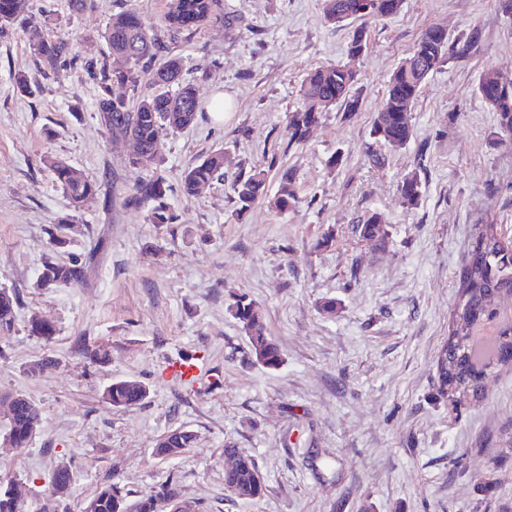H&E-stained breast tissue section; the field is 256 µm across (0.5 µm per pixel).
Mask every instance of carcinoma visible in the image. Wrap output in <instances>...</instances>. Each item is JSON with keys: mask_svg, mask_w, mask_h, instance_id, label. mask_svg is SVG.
<instances>
[{"mask_svg": "<svg viewBox=\"0 0 512 512\" xmlns=\"http://www.w3.org/2000/svg\"><path fill=\"white\" fill-rule=\"evenodd\" d=\"M358 0H327L325 18L328 23L343 27L361 21L350 41L349 52L366 49L365 25L397 14L403 0H371L369 8H356ZM29 0H0V27L25 15ZM168 31L190 34L200 26L219 22L231 29L235 17L224 12L222 0H170L164 16ZM29 42L44 68L58 71L67 65L71 42L65 36H49L39 25L30 26ZM108 54L91 63L99 88L96 118L119 141L133 139L138 145L129 157V166L143 170L148 177L139 181L125 199L133 208H147L151 224H172L174 215L167 203L169 185L161 166L164 160V136L169 131L193 125L201 112L198 91L194 83L182 79L181 58L175 55L157 67L151 62L157 54V39L150 34L140 13L129 5L112 14L104 33ZM471 40L452 38L440 27L427 29L417 40L410 54L391 75L385 103L373 120L370 136L374 142L392 148L404 147L412 137L408 112L417 101L429 75L454 59L467 54ZM157 87L151 95L142 93L143 83ZM123 84L128 96L112 97V84ZM357 74L346 65L319 67L305 77L299 90V102L288 116V143H305L312 129L319 125L324 114L343 108L354 112L359 106L355 85ZM487 108L495 113L497 134L502 141H512V78L499 73L480 76L475 88ZM44 163L53 174L55 183L67 195L73 210L101 192V184L80 169L59 159ZM286 186L274 196L268 195L267 172L256 166L240 171L230 182V199L235 212L242 213L265 201L277 210L292 208L298 202L290 186L293 173H284ZM225 182L224 151L210 153L201 162L186 169L181 177L185 197H196L204 189ZM403 202L415 206L421 198V180L417 173L404 176L399 184ZM360 234L367 239L384 240L387 233L381 216L372 212L359 224ZM83 234L82 225L74 216L58 218L50 234L56 250L68 246ZM85 277V265L73 260L59 262L52 257L44 260L39 278L54 288L79 285ZM459 298L448 325V339L439 359V388L437 396L453 407L466 398L478 399L485 391L484 381L492 370L512 368V317L498 311L495 300L512 294V240L503 235L496 224H487L478 234L459 276ZM20 295L0 299V334L13 328ZM233 316L243 325L251 353L256 361L268 368H277L282 357L278 346L266 336L263 313L257 303L245 295L237 297L231 306ZM493 332L485 336L481 330ZM149 387L134 379L113 381L103 398L114 408H126L144 401ZM10 406L9 438L13 447L24 449L32 442V422L40 417L36 404L23 394L7 397ZM194 435L183 429L168 432L157 445V454L164 458L179 455L193 442ZM224 456L234 465L224 470L225 487L244 502L260 497L265 490L263 476L253 456L244 448L227 447ZM128 492L120 483L110 479L101 483L92 501L96 512H181L184 503L179 482L170 477L144 492L134 506L127 503Z\"/></svg>", "mask_w": 512, "mask_h": 512, "instance_id": "obj_1", "label": "carcinoma"}]
</instances>
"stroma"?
<instances>
[{
  "label": "stroma",
  "mask_w": 512,
  "mask_h": 512,
  "mask_svg": "<svg viewBox=\"0 0 512 512\" xmlns=\"http://www.w3.org/2000/svg\"><path fill=\"white\" fill-rule=\"evenodd\" d=\"M160 43L182 57L197 86L196 123L166 137L167 202L174 223H148L125 198L144 171L127 163L128 140L98 124L96 82L86 61L107 52L102 34L125 0H29L27 18L0 29V288L19 292L15 324L0 341V396H29L41 414L30 447L6 442L0 408V478L11 479L26 512H42L47 477L69 463L74 481L58 512H82L97 487L117 477L138 497L166 478L197 512H512V370L491 375L482 398L458 412L436 397L438 356L458 300L459 274L483 225L512 238V145L495 134L493 112L475 93L479 77H512V15L499 0H404L372 24L368 49L348 54L352 26L324 18L325 0H224L237 19L193 34L163 24L169 0H134ZM71 35L74 62L44 71L30 23ZM477 34L469 54L431 73L400 149L366 155L386 84L428 28ZM331 63L358 75L360 105L325 114L303 145H289L287 116L306 73ZM35 92L18 95L15 75ZM223 97V121L209 104ZM223 149L224 170L267 169L269 193L293 171L299 201L279 212L255 204L236 214L227 185L197 197L180 191L182 172ZM341 156L329 167L332 156ZM64 160L102 192L72 211L43 157ZM417 172L422 196L403 206L397 186ZM383 215L386 242L362 238L368 212ZM75 214L84 235L60 261L105 248L83 284L36 286L57 217ZM244 294L263 310L282 354L278 368L256 362L229 311ZM335 299L336 310L320 305ZM53 323L51 340L31 335L32 315ZM104 347L95 363L88 353ZM199 355L214 380L165 379L164 364ZM47 360L30 376V364ZM136 379L141 404L115 409L104 389ZM195 434L177 457L156 455L167 432ZM247 449L266 490L243 503L224 488V448ZM492 471L496 490L483 474Z\"/></svg>",
  "instance_id": "stroma-1"
}]
</instances>
